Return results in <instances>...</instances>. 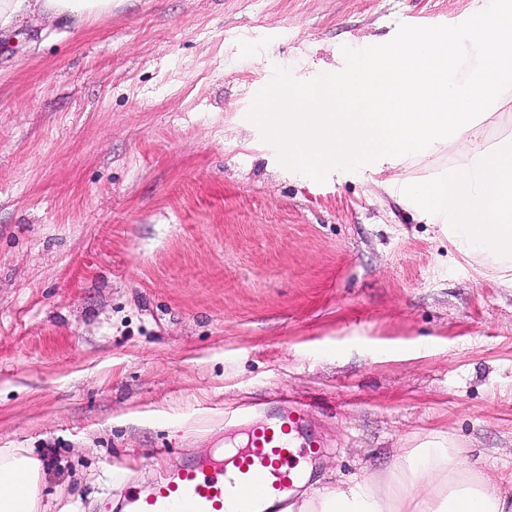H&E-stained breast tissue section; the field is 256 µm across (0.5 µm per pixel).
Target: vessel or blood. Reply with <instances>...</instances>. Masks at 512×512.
Segmentation results:
<instances>
[{
	"mask_svg": "<svg viewBox=\"0 0 512 512\" xmlns=\"http://www.w3.org/2000/svg\"><path fill=\"white\" fill-rule=\"evenodd\" d=\"M244 448L223 460L192 461L147 494L127 498L128 512H286L288 493L298 479L299 458L322 443L309 432L304 409L272 414L243 413Z\"/></svg>",
	"mask_w": 512,
	"mask_h": 512,
	"instance_id": "b4317fda",
	"label": "vessel or blood"
}]
</instances>
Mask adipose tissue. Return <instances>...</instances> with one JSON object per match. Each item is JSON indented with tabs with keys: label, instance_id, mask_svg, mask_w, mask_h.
I'll list each match as a JSON object with an SVG mask.
<instances>
[{
	"label": "adipose tissue",
	"instance_id": "adipose-tissue-1",
	"mask_svg": "<svg viewBox=\"0 0 512 512\" xmlns=\"http://www.w3.org/2000/svg\"><path fill=\"white\" fill-rule=\"evenodd\" d=\"M123 0H0V31L35 16L81 24L111 12ZM435 436L409 449L379 481H356L321 490L301 502L300 512H512V491ZM41 462L24 448H0V512H45L39 482Z\"/></svg>",
	"mask_w": 512,
	"mask_h": 512
}]
</instances>
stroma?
<instances>
[{
    "label": "stroma",
    "mask_w": 512,
    "mask_h": 512,
    "mask_svg": "<svg viewBox=\"0 0 512 512\" xmlns=\"http://www.w3.org/2000/svg\"><path fill=\"white\" fill-rule=\"evenodd\" d=\"M470 3L124 0L0 35V448L40 457L48 512H121L269 399L307 409L321 489L435 432L512 474V288L383 188L292 175L248 118L275 67Z\"/></svg>",
    "instance_id": "35a3bbf8"
}]
</instances>
